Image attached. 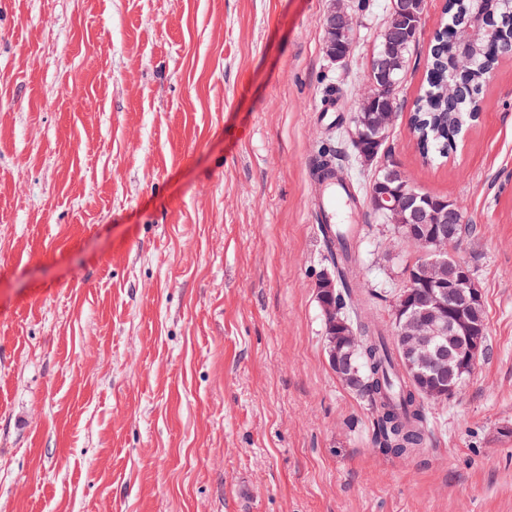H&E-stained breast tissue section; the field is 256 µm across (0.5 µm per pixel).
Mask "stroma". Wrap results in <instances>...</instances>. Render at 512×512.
<instances>
[{"label":"stroma","mask_w":512,"mask_h":512,"mask_svg":"<svg viewBox=\"0 0 512 512\" xmlns=\"http://www.w3.org/2000/svg\"><path fill=\"white\" fill-rule=\"evenodd\" d=\"M347 3L339 67L332 0H0V512H512V54L425 164L427 0L380 163L477 226L455 255L489 353L399 458L330 368L314 288L316 158L374 174L346 135L389 0ZM342 221L391 329L419 253L368 207ZM342 2L339 9L336 11V2L334 8L324 18L325 30V53L328 59L336 65L343 64L349 56L348 53L342 54L340 46L345 44L349 47L354 31L355 21L354 16L349 7Z\"/></svg>","instance_id":"35a3bbf8"}]
</instances>
